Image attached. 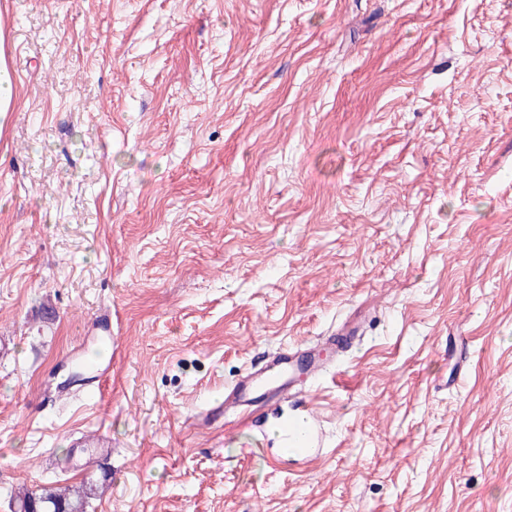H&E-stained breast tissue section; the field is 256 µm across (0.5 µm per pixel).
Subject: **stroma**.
<instances>
[{"label": "stroma", "instance_id": "35a3bbf8", "mask_svg": "<svg viewBox=\"0 0 512 512\" xmlns=\"http://www.w3.org/2000/svg\"><path fill=\"white\" fill-rule=\"evenodd\" d=\"M0 47V512H512V0H0ZM1 65H0V128L6 123L7 117L11 110V100L15 96V86L10 72L2 65L3 51L1 48ZM334 342V337L328 336L317 343L304 344L294 353L273 355L263 367L246 373L236 384L224 390V410L247 406L251 400L262 396H277L280 399L288 396L301 378H322L328 365L318 348L332 346ZM303 357H307L305 365L299 362ZM284 450L302 457L313 455L320 447V438L316 427L311 424L309 427H300L288 423L284 428ZM95 487L92 481L64 488L43 486L19 492L13 499L21 505L20 512H87L89 500L96 495Z\"/></svg>", "mask_w": 512, "mask_h": 512}]
</instances>
